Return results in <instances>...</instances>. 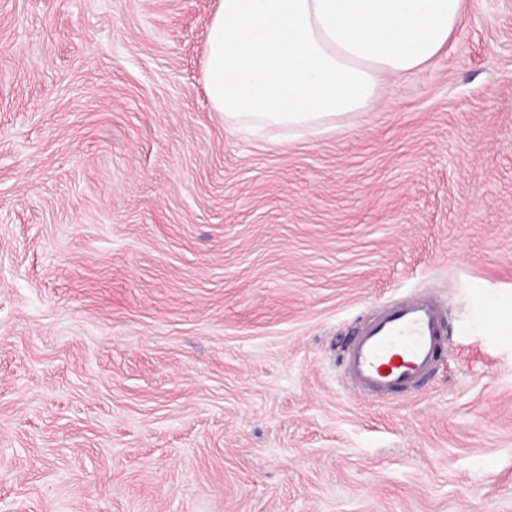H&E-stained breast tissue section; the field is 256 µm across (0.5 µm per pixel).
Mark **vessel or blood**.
Instances as JSON below:
<instances>
[{
  "label": "vessel or blood",
  "instance_id": "vessel-or-blood-1",
  "mask_svg": "<svg viewBox=\"0 0 512 512\" xmlns=\"http://www.w3.org/2000/svg\"><path fill=\"white\" fill-rule=\"evenodd\" d=\"M445 319L441 304L419 293L362 317L343 356L351 386L366 397L419 387L438 361Z\"/></svg>",
  "mask_w": 512,
  "mask_h": 512
}]
</instances>
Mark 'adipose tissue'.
Segmentation results:
<instances>
[{
	"label": "adipose tissue",
	"mask_w": 512,
	"mask_h": 512,
	"mask_svg": "<svg viewBox=\"0 0 512 512\" xmlns=\"http://www.w3.org/2000/svg\"><path fill=\"white\" fill-rule=\"evenodd\" d=\"M464 0H219L203 79L237 132L290 142L368 111L446 51Z\"/></svg>",
	"instance_id": "ef3b65f1"
}]
</instances>
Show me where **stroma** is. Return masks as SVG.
<instances>
[{
	"label": "stroma",
	"mask_w": 512,
	"mask_h": 512,
	"mask_svg": "<svg viewBox=\"0 0 512 512\" xmlns=\"http://www.w3.org/2000/svg\"><path fill=\"white\" fill-rule=\"evenodd\" d=\"M218 0H0V512H512V0L281 147L205 91ZM446 310L431 379L340 368ZM445 319L441 304L419 293L362 317L343 356L351 386L366 397L419 387L438 361Z\"/></svg>",
	"instance_id": "stroma-1"
}]
</instances>
